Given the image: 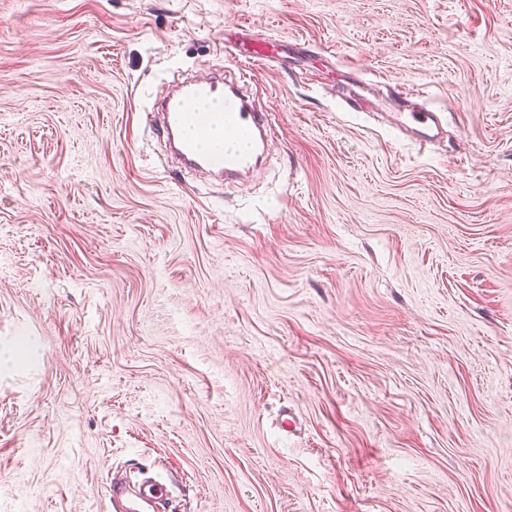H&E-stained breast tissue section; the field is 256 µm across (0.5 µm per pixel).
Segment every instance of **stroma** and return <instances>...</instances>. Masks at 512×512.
Instances as JSON below:
<instances>
[{
  "label": "stroma",
  "mask_w": 512,
  "mask_h": 512,
  "mask_svg": "<svg viewBox=\"0 0 512 512\" xmlns=\"http://www.w3.org/2000/svg\"><path fill=\"white\" fill-rule=\"evenodd\" d=\"M224 69L276 117L244 184L145 122ZM142 471L177 512H512V0H0V512ZM397 128L420 150L429 149L444 135L441 112L423 107L418 112H394Z\"/></svg>",
  "instance_id": "1"
}]
</instances>
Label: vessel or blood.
<instances>
[{"label":"vessel or blood","mask_w":512,"mask_h":512,"mask_svg":"<svg viewBox=\"0 0 512 512\" xmlns=\"http://www.w3.org/2000/svg\"><path fill=\"white\" fill-rule=\"evenodd\" d=\"M146 119L163 129L185 166L211 172L224 180L237 179L255 170L266 144L275 135L266 113L255 107L246 85L221 75L175 81L170 94L156 110L147 113ZM394 119L397 128L422 150L429 149L444 135L440 113L425 107L395 113ZM190 125L204 136L223 128L229 137L244 142L245 147L227 152L216 144L210 150H201L185 133Z\"/></svg>","instance_id":"1"}]
</instances>
